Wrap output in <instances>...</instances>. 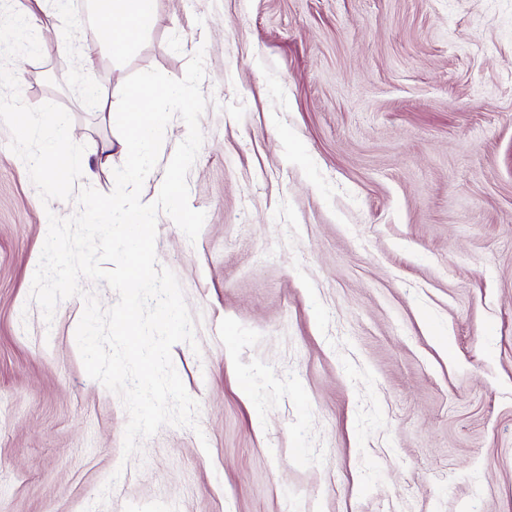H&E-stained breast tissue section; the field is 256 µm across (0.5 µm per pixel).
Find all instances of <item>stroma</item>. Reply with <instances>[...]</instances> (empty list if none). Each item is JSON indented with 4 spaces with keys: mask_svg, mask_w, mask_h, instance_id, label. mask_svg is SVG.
I'll list each match as a JSON object with an SVG mask.
<instances>
[{
    "mask_svg": "<svg viewBox=\"0 0 512 512\" xmlns=\"http://www.w3.org/2000/svg\"><path fill=\"white\" fill-rule=\"evenodd\" d=\"M76 17L43 19L22 100L95 157ZM204 50L196 241L157 218L196 345L198 429L123 455L80 297L31 300L48 213L0 123V512H512V0H161L113 72ZM124 477L104 492L116 470Z\"/></svg>",
    "mask_w": 512,
    "mask_h": 512,
    "instance_id": "1",
    "label": "stroma"
}]
</instances>
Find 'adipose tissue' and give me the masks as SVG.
I'll use <instances>...</instances> for the list:
<instances>
[{"label": "adipose tissue", "mask_w": 512, "mask_h": 512, "mask_svg": "<svg viewBox=\"0 0 512 512\" xmlns=\"http://www.w3.org/2000/svg\"><path fill=\"white\" fill-rule=\"evenodd\" d=\"M160 0H90V18L94 22L91 41L83 42L80 51L83 63L94 67L96 62L115 66L119 60L137 51L152 29ZM178 85L157 87L137 85L127 91L129 107H115L105 86L90 84L84 89L87 98L95 101L102 119L117 123L122 135L117 143L126 153L133 177L147 174L149 159L156 140L155 133L163 114L160 105L178 95Z\"/></svg>", "instance_id": "1"}]
</instances>
